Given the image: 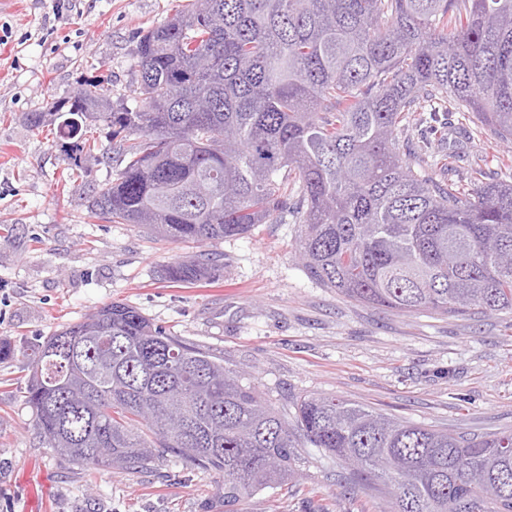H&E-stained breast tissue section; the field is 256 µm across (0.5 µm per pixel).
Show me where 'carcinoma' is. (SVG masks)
Instances as JSON below:
<instances>
[{"label":"carcinoma","instance_id":"cac0c4a2","mask_svg":"<svg viewBox=\"0 0 512 512\" xmlns=\"http://www.w3.org/2000/svg\"><path fill=\"white\" fill-rule=\"evenodd\" d=\"M133 106L88 75L36 129L122 157L92 201L113 224L173 241L247 234L288 209L307 274L354 301L451 316L512 313V183L472 188L414 171L407 112H470L512 141V0H188L139 35ZM207 255L165 268L207 283ZM26 401L42 444L95 470L170 451L224 476L222 512L298 472L313 446L391 488V512H512V432L467 437L326 396L268 407L214 354L112 302L46 337ZM112 449L99 456L98 445Z\"/></svg>","mask_w":512,"mask_h":512}]
</instances>
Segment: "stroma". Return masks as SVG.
<instances>
[{
  "label": "stroma",
  "instance_id": "1",
  "mask_svg": "<svg viewBox=\"0 0 512 512\" xmlns=\"http://www.w3.org/2000/svg\"><path fill=\"white\" fill-rule=\"evenodd\" d=\"M186 0H0V512H201L221 474L170 452L150 469L91 471L44 448L23 397L28 354L63 326L105 304L127 303L168 335L222 356L282 414L308 395L333 396L389 417L466 436L512 432V313H399L350 300L310 278L297 251L294 213L250 234L174 242L136 224L97 218L89 205L119 166L116 153L68 180L73 163L53 132L29 117L95 71L112 77L113 106L132 105L141 30ZM429 171L468 159L512 158L487 143L468 112H412L398 131ZM224 266L214 284L177 287L162 271L188 254ZM291 482L241 512H389V489L351 475L321 449H302Z\"/></svg>",
  "mask_w": 512,
  "mask_h": 512
}]
</instances>
